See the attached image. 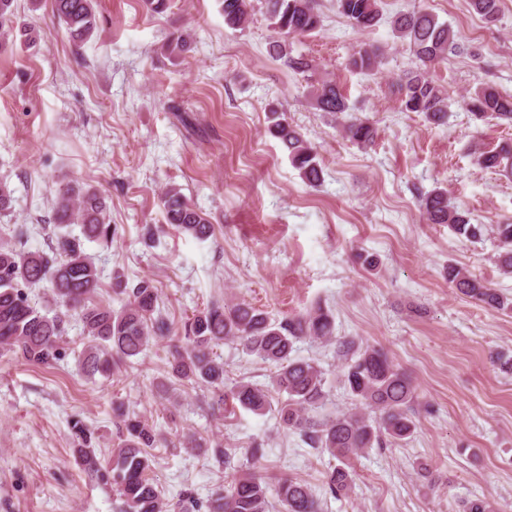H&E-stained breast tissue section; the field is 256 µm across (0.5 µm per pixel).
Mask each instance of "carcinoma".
<instances>
[{"instance_id": "carcinoma-1", "label": "carcinoma", "mask_w": 512, "mask_h": 512, "mask_svg": "<svg viewBox=\"0 0 512 512\" xmlns=\"http://www.w3.org/2000/svg\"><path fill=\"white\" fill-rule=\"evenodd\" d=\"M54 16L65 36L79 49L97 27L95 0H51ZM255 0H220L224 24L243 29L252 21ZM276 40L275 58L295 74L315 73L316 65L305 55L293 53L291 40L307 36L321 27L314 0H260ZM13 0H0V35L11 34ZM339 13L360 33H370L379 24L381 0H336ZM473 11L491 20L499 12V0H469ZM394 34L406 42L416 65L400 78L401 107L417 112L433 124L443 122L451 102L444 87L430 78L429 67L448 55L454 33L446 23L427 12H408L391 20ZM383 61L380 47L363 43L350 59V68L377 73ZM317 107L339 120L347 140L371 144L376 128L367 119L349 113L347 97L332 79L313 86ZM478 120L488 118L512 124V96L485 85L463 99ZM269 134L280 140L293 167L311 186L322 180L320 159L311 144L288 121L286 113L272 106L267 113ZM475 162L482 168L512 173V147L479 146ZM161 203L166 223L198 240L211 235L210 224L179 189L168 187ZM423 215L429 224H446L460 238L482 239L492 232L499 242L496 264L512 275V224L489 230L473 224L467 213L452 204L439 188L422 198ZM80 233H73V227ZM48 250L26 247L31 229L10 224L0 234V357L9 355L30 364L53 367L67 356L66 334L71 320L81 323L87 340L81 367L93 376L116 371L129 359L146 353L156 342L168 338L170 327L157 308L158 287L149 278L129 281L124 269H112V292L121 297L116 310L109 303L90 300L99 288L102 271L84 251L87 242L109 243L116 234L105 197L92 185L71 181L56 193L49 223L42 227ZM448 282L457 291L490 310L512 309V301L474 278L459 265H448ZM48 288L51 305L38 307L28 289ZM236 341L249 355L274 367L269 384L258 386L244 379L226 381L224 359L215 349L225 341ZM305 340L336 342L331 314L321 307L294 317L271 319L251 304L214 300L185 321L178 344L170 351L171 378L157 383L164 393L178 384L203 385L213 394V410L231 403L257 415L277 404L283 426L297 433L313 448H324L333 457L348 461L384 441L410 437L416 422L413 403L417 389L412 379L380 349L338 344L345 360L344 384L360 410L330 421L318 418L326 398L325 373L308 360L292 356L296 343ZM119 424L118 443L105 464L97 457L95 437L81 421L73 422L74 456L91 480L110 486L121 501L120 512H271L275 494L284 512H319L312 489L293 479H282L270 487L265 476L248 469L219 485L204 500L190 490L169 499L150 477L154 457L150 449L166 442L162 430L149 424L124 403L114 406ZM353 474L346 466L333 468L326 488L333 496L350 492ZM458 512H495L492 502L473 498L459 504Z\"/></svg>"}]
</instances>
